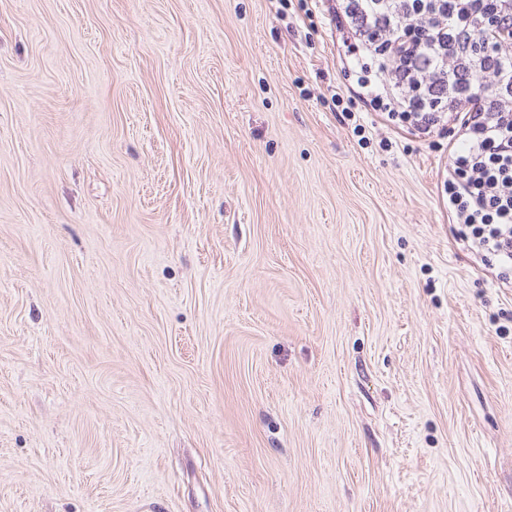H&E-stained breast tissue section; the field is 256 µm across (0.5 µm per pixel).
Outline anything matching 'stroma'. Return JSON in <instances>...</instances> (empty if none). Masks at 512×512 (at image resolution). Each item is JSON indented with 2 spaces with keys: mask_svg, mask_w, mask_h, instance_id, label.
Returning a JSON list of instances; mask_svg holds the SVG:
<instances>
[{
  "mask_svg": "<svg viewBox=\"0 0 512 512\" xmlns=\"http://www.w3.org/2000/svg\"><path fill=\"white\" fill-rule=\"evenodd\" d=\"M269 0H0V512H512V288Z\"/></svg>",
  "mask_w": 512,
  "mask_h": 512,
  "instance_id": "35a3bbf8",
  "label": "stroma"
}]
</instances>
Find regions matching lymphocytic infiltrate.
<instances>
[{"label":"lymphocytic infiltrate","instance_id":"lymphocytic-infiltrate-1","mask_svg":"<svg viewBox=\"0 0 512 512\" xmlns=\"http://www.w3.org/2000/svg\"><path fill=\"white\" fill-rule=\"evenodd\" d=\"M339 35L333 109L420 142L448 134L439 199L458 238L512 288V0H306ZM496 19L485 30L484 14ZM355 132H363L356 123Z\"/></svg>","mask_w":512,"mask_h":512}]
</instances>
